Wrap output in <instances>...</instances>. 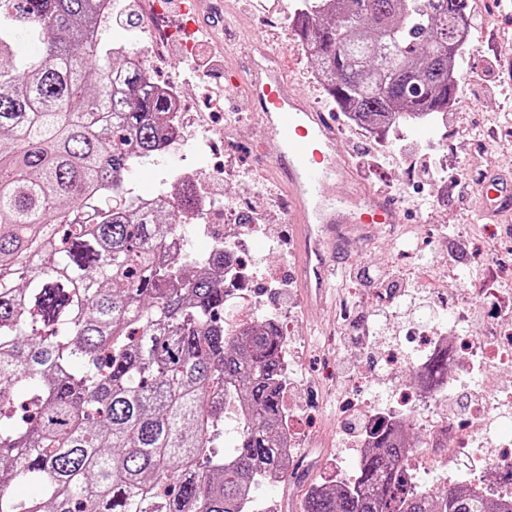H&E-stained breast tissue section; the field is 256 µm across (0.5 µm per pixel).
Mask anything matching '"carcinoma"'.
<instances>
[{"label":"carcinoma","instance_id":"1","mask_svg":"<svg viewBox=\"0 0 512 512\" xmlns=\"http://www.w3.org/2000/svg\"><path fill=\"white\" fill-rule=\"evenodd\" d=\"M109 0H0V512H250L285 473L277 320L241 334L208 274L227 253L165 258L196 207L138 193L173 102L118 49ZM297 36L329 97L368 124L448 110L465 0H298ZM237 402L233 446L215 427ZM343 486L304 512H512L462 485L412 487L411 449L377 421ZM31 482L39 495H12ZM189 237L184 224H175L173 231L161 242L160 250L168 257H178L189 251Z\"/></svg>","mask_w":512,"mask_h":512}]
</instances>
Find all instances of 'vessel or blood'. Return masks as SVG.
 Segmentation results:
<instances>
[{"instance_id": "vessel-or-blood-1", "label": "vessel or blood", "mask_w": 512, "mask_h": 512, "mask_svg": "<svg viewBox=\"0 0 512 512\" xmlns=\"http://www.w3.org/2000/svg\"><path fill=\"white\" fill-rule=\"evenodd\" d=\"M248 83L259 100L261 132L280 141L282 163L288 170L289 221L300 241L297 275L308 298L326 292L333 272L332 258L340 235L351 229L400 221L396 205L368 184L361 170L347 169L350 184L336 200L324 201L329 175L345 169L333 151L336 123L308 107L283 77L278 65L251 74ZM484 211L512 220V182L491 179L484 186Z\"/></svg>"}]
</instances>
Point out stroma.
<instances>
[{
	"label": "stroma",
	"instance_id": "1",
	"mask_svg": "<svg viewBox=\"0 0 512 512\" xmlns=\"http://www.w3.org/2000/svg\"><path fill=\"white\" fill-rule=\"evenodd\" d=\"M165 2L156 0L151 11L138 5L135 18L120 23L116 17L123 13L125 2L114 0L107 33L113 43L144 51L150 25L172 29L163 59L148 65L151 77L159 83L176 79L189 114L204 116L217 130L223 129L226 115H234L251 138L245 156L225 160L223 181H212L201 156L188 148L168 154L163 168H151L150 181L159 182L162 174L178 169L194 171L197 179L208 180L211 197L245 198V214L265 217L271 228V240L251 242L250 256L285 284L280 312L294 323L296 344L290 353L284 406L297 424V444L286 477L275 485L261 483L253 507L255 512H265L268 501L275 498L285 512H301L306 491L320 482L326 466L338 467L343 477L353 475L357 457L349 434L360 418L349 414L345 399L353 390L374 397L363 375L378 378L387 373L385 355L378 348L352 344L357 324L365 320L381 325L404 345L408 342L401 333L404 326L428 308L453 300L452 293L438 295L425 289L405 293L401 303H389L378 274L412 266L418 259L433 270L447 265L452 225L466 240L465 249L456 253L460 263L471 264L481 253L476 231L484 221L480 197L461 198L447 181L425 180L422 170L404 163V154L434 143L444 149L449 171L474 179L483 171L512 179V0H466L477 43L460 62L458 103L439 115L431 137H418L414 125L392 127L384 132L386 145L380 149L345 124L343 113L314 80L311 61L301 45H288L296 0H197L199 20L191 34L185 29L186 16L168 9ZM264 50L279 53L285 79L305 93L316 111L333 114L338 128L336 154L347 156L367 173L414 226L405 235L396 229L364 240H340L334 295L322 302H307L296 276L294 229L279 223L271 208L273 202L288 200L285 177L273 167L279 145L256 130L259 102L242 88L226 85L227 75L248 77ZM460 122L473 129V138L454 135ZM274 240L281 242V249L271 248ZM355 280L363 291L351 305L344 286Z\"/></svg>",
	"mask_w": 512,
	"mask_h": 512
}]
</instances>
